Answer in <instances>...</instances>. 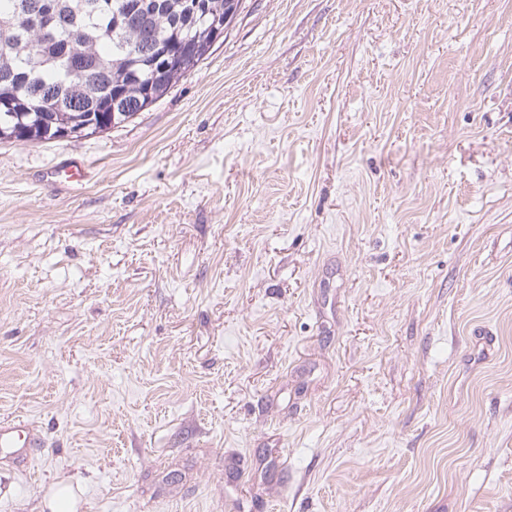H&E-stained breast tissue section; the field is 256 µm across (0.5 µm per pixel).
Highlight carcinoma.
<instances>
[{"label": "carcinoma", "mask_w": 512, "mask_h": 512, "mask_svg": "<svg viewBox=\"0 0 512 512\" xmlns=\"http://www.w3.org/2000/svg\"><path fill=\"white\" fill-rule=\"evenodd\" d=\"M194 0H0V141L30 143L79 139L104 133L135 116L112 111L137 102L149 82L148 61L155 40L184 39L194 29ZM55 21V37L42 34L41 20ZM74 49L82 72L69 69ZM202 43L184 68L153 85L152 101L164 97L208 58ZM58 95L71 112L43 108L44 94Z\"/></svg>", "instance_id": "obj_1"}]
</instances>
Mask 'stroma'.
I'll return each instance as SVG.
<instances>
[{
	"instance_id": "obj_1",
	"label": "stroma",
	"mask_w": 512,
	"mask_h": 512,
	"mask_svg": "<svg viewBox=\"0 0 512 512\" xmlns=\"http://www.w3.org/2000/svg\"><path fill=\"white\" fill-rule=\"evenodd\" d=\"M17 416L0 512H512V0H243L133 119L0 143ZM41 443L34 437L33 423L28 418L18 417L9 421H0V454H13L23 464L30 463V455L16 448H39ZM79 501L70 478L56 482L43 497V508L50 512H76Z\"/></svg>"
}]
</instances>
